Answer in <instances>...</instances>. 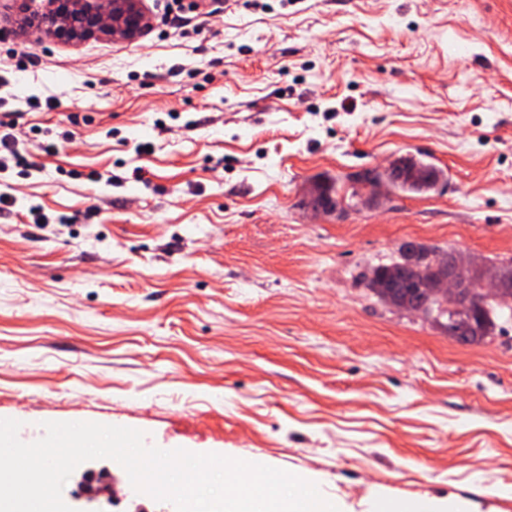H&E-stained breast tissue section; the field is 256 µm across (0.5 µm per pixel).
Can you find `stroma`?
<instances>
[{
	"label": "stroma",
	"instance_id": "stroma-1",
	"mask_svg": "<svg viewBox=\"0 0 512 512\" xmlns=\"http://www.w3.org/2000/svg\"><path fill=\"white\" fill-rule=\"evenodd\" d=\"M190 2L68 42L0 0V123L39 167L0 173V418L250 459L347 512H512V320L462 344L362 278L407 241L512 259V0ZM406 153L436 189L305 206ZM86 466L107 512H175ZM324 188L330 193V195L333 197V199L336 202L337 211H342L344 209V203L346 200V197L343 195H340L338 182L335 181H328L324 187L323 186H316L313 190V196L316 198V202L312 205H310V210L319 213L322 215H327L332 213L334 210V205L325 203L321 201L322 192Z\"/></svg>",
	"mask_w": 512,
	"mask_h": 512
}]
</instances>
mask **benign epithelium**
I'll use <instances>...</instances> for the list:
<instances>
[{"label": "benign epithelium", "instance_id": "benign-epithelium-1", "mask_svg": "<svg viewBox=\"0 0 512 512\" xmlns=\"http://www.w3.org/2000/svg\"><path fill=\"white\" fill-rule=\"evenodd\" d=\"M109 10L103 12L100 0H51V8L42 17L41 26L50 34L68 40H84L97 34L114 39L133 41L149 25V17L141 0H108ZM383 185L372 195H363L360 202L370 204L388 192V185L409 177L398 161H392L380 172ZM405 267L413 269L425 285L424 291L445 295L454 308L463 313H481L483 299L476 284L482 283L501 294L512 293V275L508 266L477 267L458 253L437 254L428 261L418 244L403 248Z\"/></svg>", "mask_w": 512, "mask_h": 512}]
</instances>
